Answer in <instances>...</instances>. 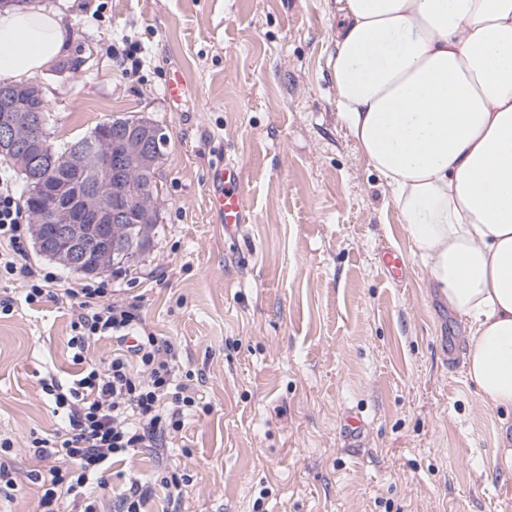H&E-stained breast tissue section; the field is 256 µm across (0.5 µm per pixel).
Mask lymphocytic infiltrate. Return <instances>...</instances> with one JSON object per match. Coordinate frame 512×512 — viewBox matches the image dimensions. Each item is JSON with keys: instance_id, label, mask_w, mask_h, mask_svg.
Wrapping results in <instances>:
<instances>
[{"instance_id": "1", "label": "lymphocytic infiltrate", "mask_w": 512, "mask_h": 512, "mask_svg": "<svg viewBox=\"0 0 512 512\" xmlns=\"http://www.w3.org/2000/svg\"><path fill=\"white\" fill-rule=\"evenodd\" d=\"M30 237L16 185L1 172L0 282L21 284L28 305L63 301L70 306L69 345L72 362L80 367L69 381L51 375L40 382L55 413L67 422L64 431L31 441L49 462L39 478L40 512H64L68 504L94 512L89 498L104 486L112 464L181 432L200 406L198 390L192 373L177 375L174 345L142 332L138 305L111 300L102 281L58 289L52 272L27 262ZM103 338L115 342L117 352L104 367H85L89 342Z\"/></svg>"}]
</instances>
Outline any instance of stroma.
I'll list each match as a JSON object with an SVG mask.
<instances>
[{
  "instance_id": "35a3bbf8",
  "label": "stroma",
  "mask_w": 512,
  "mask_h": 512,
  "mask_svg": "<svg viewBox=\"0 0 512 512\" xmlns=\"http://www.w3.org/2000/svg\"><path fill=\"white\" fill-rule=\"evenodd\" d=\"M62 18L68 50L35 76L50 139L127 115L167 136L158 226L137 262L105 272L150 331L203 376L204 410L164 448L112 466L95 512H115L124 476L185 471L175 512H512L499 466L505 415L483 405L462 364L464 326L410 257L381 177L339 116L328 68L336 0H34ZM140 43L143 66L113 56ZM180 70L190 94L171 106ZM242 169L244 221L209 204L210 167ZM408 255V278L379 263ZM70 316L17 300L0 317V434L21 471L26 443L59 419L46 373L75 372ZM365 424L361 447L341 434Z\"/></svg>"
}]
</instances>
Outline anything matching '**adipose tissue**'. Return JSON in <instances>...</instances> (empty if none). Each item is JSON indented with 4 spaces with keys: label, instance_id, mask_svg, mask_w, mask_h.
I'll list each match as a JSON object with an SVG mask.
<instances>
[{
    "label": "adipose tissue",
    "instance_id": "1",
    "mask_svg": "<svg viewBox=\"0 0 512 512\" xmlns=\"http://www.w3.org/2000/svg\"><path fill=\"white\" fill-rule=\"evenodd\" d=\"M340 116L384 179L490 408L512 409V0H336ZM60 18L0 12V77L63 54Z\"/></svg>",
    "mask_w": 512,
    "mask_h": 512
}]
</instances>
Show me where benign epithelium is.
Wrapping results in <instances>:
<instances>
[{
  "mask_svg": "<svg viewBox=\"0 0 512 512\" xmlns=\"http://www.w3.org/2000/svg\"><path fill=\"white\" fill-rule=\"evenodd\" d=\"M151 140L162 141L164 136L161 130L147 124L138 134L124 137L122 151L118 153L112 151V137L103 135L60 157L41 135L40 115L20 106L18 92L13 85H0V154L19 160L32 173L51 170L62 161L88 172L90 178L84 185L82 213L90 217L94 226L112 227L107 240L114 254L124 248L120 225L126 223L133 213L138 223H147L152 200L143 194L137 195V190L129 186L121 190L114 187L109 192L100 184V179L131 169L151 179L156 163L146 146V142ZM66 191L65 186L43 188L48 207L40 214V224L52 227V232L49 235L38 232V245L65 267L81 271L89 253L99 249L100 238L91 236V224L82 222L81 217L60 207L59 197Z\"/></svg>",
  "mask_w": 512,
  "mask_h": 512,
  "instance_id": "7a95c632",
  "label": "benign epithelium"
}]
</instances>
